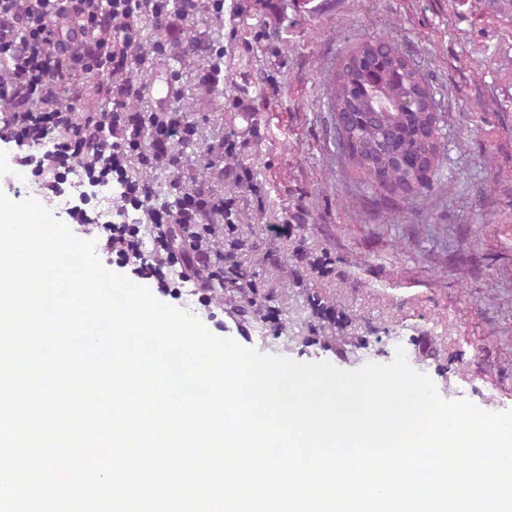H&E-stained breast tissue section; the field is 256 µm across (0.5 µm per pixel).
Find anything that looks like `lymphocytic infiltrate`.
I'll return each mask as SVG.
<instances>
[{
	"label": "lymphocytic infiltrate",
	"mask_w": 512,
	"mask_h": 512,
	"mask_svg": "<svg viewBox=\"0 0 512 512\" xmlns=\"http://www.w3.org/2000/svg\"><path fill=\"white\" fill-rule=\"evenodd\" d=\"M171 0H0V63L8 67L9 79L0 80V101L14 104L1 125L13 131L18 146L52 141V150L41 158L18 157L17 163L31 167L35 177H47V190L59 192L72 166L83 169L90 185L117 182L124 206L142 212L156 230L153 251L157 262H149L142 251L138 224L104 225L99 248L116 254L121 263L133 265L138 274L158 273L159 262L180 265L184 282L202 291L208 302L212 280L236 274L234 249L211 253L214 227L211 219L221 216L230 223L233 201L200 186L184 189L175 207L156 205L149 182L129 176V166L152 169L159 161L171 167L181 162L171 141L185 144L196 134V124L180 110L133 112L129 100L142 90L131 72L149 59L166 56L168 44L158 40L143 48L137 37L138 21L149 20L165 27ZM73 21L86 35L68 56L54 49L55 21ZM122 82H115V75ZM98 79L103 105L92 112L81 111L77 101L80 79ZM150 132L149 144H141L135 132Z\"/></svg>",
	"instance_id": "lymphocytic-infiltrate-1"
}]
</instances>
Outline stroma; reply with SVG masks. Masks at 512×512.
Returning a JSON list of instances; mask_svg holds the SVG:
<instances>
[{"label": "stroma", "instance_id": "35a3bbf8", "mask_svg": "<svg viewBox=\"0 0 512 512\" xmlns=\"http://www.w3.org/2000/svg\"><path fill=\"white\" fill-rule=\"evenodd\" d=\"M379 36L410 54L439 106L441 164L409 201L343 163L329 108L340 58ZM188 37L195 54L132 75L172 82L175 108L199 124L180 170L144 177L160 202L177 177L234 198L243 246L210 307L175 268L147 280L154 296L296 362L355 371L401 348L442 398L512 410V0H224L220 15L196 0L165 30L142 24L147 47ZM230 131L244 144L234 157L220 149ZM18 153L0 140V190L43 201ZM245 167L257 192L238 181Z\"/></svg>", "mask_w": 512, "mask_h": 512}]
</instances>
